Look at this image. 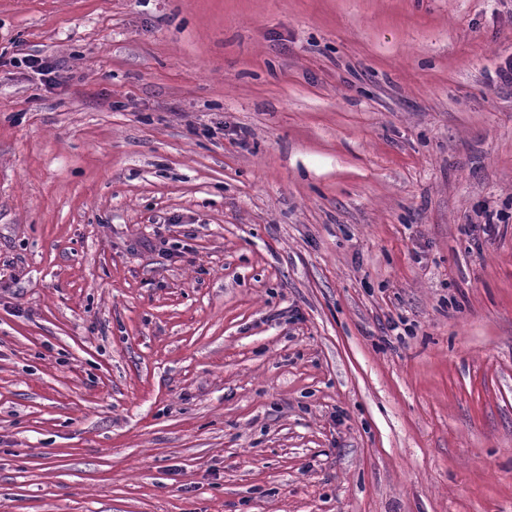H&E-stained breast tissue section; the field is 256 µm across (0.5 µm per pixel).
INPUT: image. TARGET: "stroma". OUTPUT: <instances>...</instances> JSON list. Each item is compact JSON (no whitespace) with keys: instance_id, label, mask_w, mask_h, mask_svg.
I'll use <instances>...</instances> for the list:
<instances>
[{"instance_id":"stroma-1","label":"stroma","mask_w":512,"mask_h":512,"mask_svg":"<svg viewBox=\"0 0 512 512\" xmlns=\"http://www.w3.org/2000/svg\"><path fill=\"white\" fill-rule=\"evenodd\" d=\"M510 58L512 0H0V512H512Z\"/></svg>"}]
</instances>
